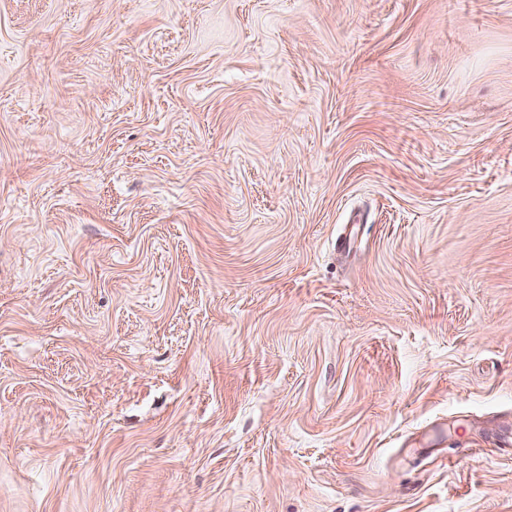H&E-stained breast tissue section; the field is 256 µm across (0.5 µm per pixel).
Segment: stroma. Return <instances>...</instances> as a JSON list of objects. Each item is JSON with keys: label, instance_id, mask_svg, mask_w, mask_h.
I'll use <instances>...</instances> for the list:
<instances>
[{"label": "stroma", "instance_id": "obj_1", "mask_svg": "<svg viewBox=\"0 0 512 512\" xmlns=\"http://www.w3.org/2000/svg\"><path fill=\"white\" fill-rule=\"evenodd\" d=\"M512 0H0V512H512Z\"/></svg>", "mask_w": 512, "mask_h": 512}]
</instances>
